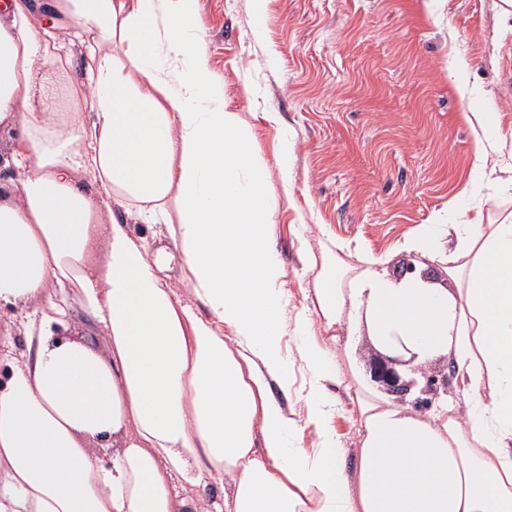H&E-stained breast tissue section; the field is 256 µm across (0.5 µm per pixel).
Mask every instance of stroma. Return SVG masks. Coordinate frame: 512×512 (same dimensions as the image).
<instances>
[{
  "label": "stroma",
  "instance_id": "obj_1",
  "mask_svg": "<svg viewBox=\"0 0 512 512\" xmlns=\"http://www.w3.org/2000/svg\"><path fill=\"white\" fill-rule=\"evenodd\" d=\"M502 0H270L255 40L253 0H197V33L231 110L274 163L296 139L292 195L276 193L275 241L289 314L312 313L303 256L321 241L395 277L403 263L448 276L404 241L428 224L501 223L512 186L477 170L512 166V28ZM493 112L498 124L479 125ZM333 420L344 451L358 408L344 387Z\"/></svg>",
  "mask_w": 512,
  "mask_h": 512
}]
</instances>
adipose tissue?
<instances>
[{
    "mask_svg": "<svg viewBox=\"0 0 512 512\" xmlns=\"http://www.w3.org/2000/svg\"><path fill=\"white\" fill-rule=\"evenodd\" d=\"M45 72L64 110L35 107ZM1 124L21 135L0 185V308L22 316L28 356L0 381V512H512V221L465 225L450 248L433 224L406 241L446 264L448 288L324 246L307 259L313 313L289 318L273 196L292 192L296 142L271 166L257 154L196 0H6ZM134 220L164 225L172 251ZM76 308L100 347L61 338ZM360 322L409 365L453 361L465 404L422 414L358 385L348 461L329 389L333 344ZM298 366L300 424L275 397ZM302 424L317 449L289 446Z\"/></svg>",
    "mask_w": 512,
    "mask_h": 512,
    "instance_id": "adipose-tissue-1",
    "label": "adipose tissue"
}]
</instances>
